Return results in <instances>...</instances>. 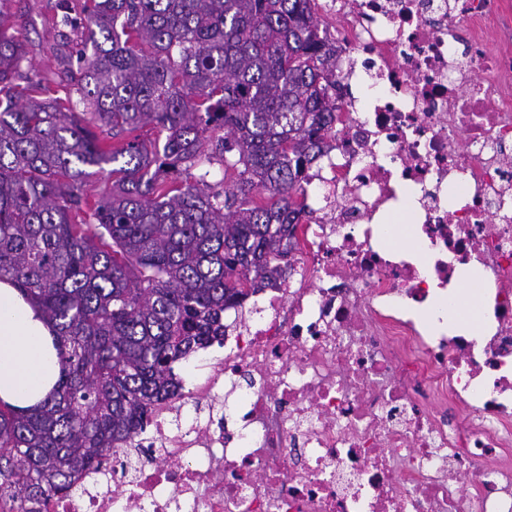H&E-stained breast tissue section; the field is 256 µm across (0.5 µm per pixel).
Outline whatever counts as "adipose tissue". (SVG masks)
<instances>
[{
    "label": "adipose tissue",
    "instance_id": "obj_1",
    "mask_svg": "<svg viewBox=\"0 0 512 512\" xmlns=\"http://www.w3.org/2000/svg\"><path fill=\"white\" fill-rule=\"evenodd\" d=\"M60 375L50 325L11 284L0 280V401L24 409L48 394Z\"/></svg>",
    "mask_w": 512,
    "mask_h": 512
}]
</instances>
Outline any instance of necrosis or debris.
<instances>
[{
	"instance_id": "necrosis-or-debris-1",
	"label": "necrosis or debris",
	"mask_w": 512,
	"mask_h": 512,
	"mask_svg": "<svg viewBox=\"0 0 512 512\" xmlns=\"http://www.w3.org/2000/svg\"><path fill=\"white\" fill-rule=\"evenodd\" d=\"M339 119L224 354L42 512H512V0H320ZM413 217L411 247L384 248ZM478 278L486 332H448ZM469 488L459 491L457 477Z\"/></svg>"
}]
</instances>
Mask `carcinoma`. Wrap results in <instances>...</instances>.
Instances as JSON below:
<instances>
[{"label":"carcinoma","mask_w":512,"mask_h":512,"mask_svg":"<svg viewBox=\"0 0 512 512\" xmlns=\"http://www.w3.org/2000/svg\"><path fill=\"white\" fill-rule=\"evenodd\" d=\"M7 2L0 279L51 325L61 372L37 407L0 403V502L42 512L180 395L175 364L224 343V310L286 272L336 52L313 0H64L69 90L47 97ZM86 166L107 172L95 197Z\"/></svg>","instance_id":"cac0c4a2"}]
</instances>
